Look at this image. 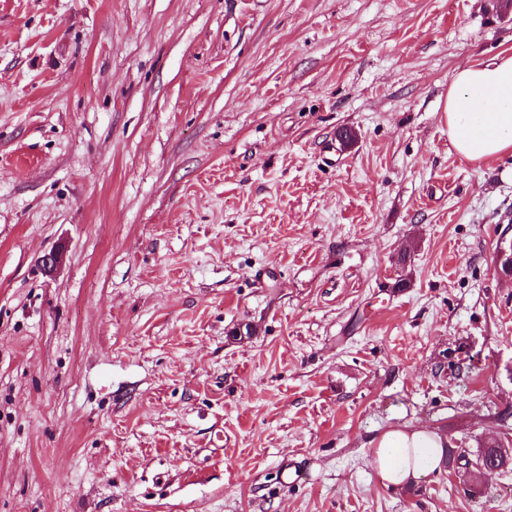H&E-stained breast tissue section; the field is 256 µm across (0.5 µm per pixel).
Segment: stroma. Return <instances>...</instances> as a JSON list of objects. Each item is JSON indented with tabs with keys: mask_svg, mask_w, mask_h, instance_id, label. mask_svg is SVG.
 Segmentation results:
<instances>
[{
	"mask_svg": "<svg viewBox=\"0 0 512 512\" xmlns=\"http://www.w3.org/2000/svg\"><path fill=\"white\" fill-rule=\"evenodd\" d=\"M494 2L0 0V512H512L367 446L512 442V154L444 112ZM368 443L374 448V467L382 484L388 488L417 484L428 477L441 465L447 447L448 467L455 460L463 461L455 456L447 436L424 428H390ZM463 462L461 466L468 465V461Z\"/></svg>",
	"mask_w": 512,
	"mask_h": 512,
	"instance_id": "35a3bbf8",
	"label": "stroma"
}]
</instances>
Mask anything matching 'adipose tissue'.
Segmentation results:
<instances>
[{
    "label": "adipose tissue",
    "mask_w": 512,
    "mask_h": 512,
    "mask_svg": "<svg viewBox=\"0 0 512 512\" xmlns=\"http://www.w3.org/2000/svg\"><path fill=\"white\" fill-rule=\"evenodd\" d=\"M445 116L461 158L479 163L512 153V53L458 67L448 86ZM370 444L383 485L397 488L434 472L450 442L432 430L394 427Z\"/></svg>",
    "instance_id": "ef3b65f1"
}]
</instances>
